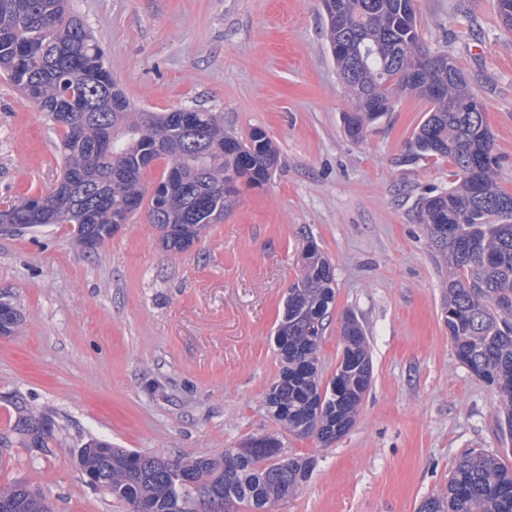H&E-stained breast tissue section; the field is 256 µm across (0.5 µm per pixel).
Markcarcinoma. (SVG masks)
<instances>
[{"instance_id":"cac0c4a2","label":"carcinoma","mask_w":512,"mask_h":512,"mask_svg":"<svg viewBox=\"0 0 512 512\" xmlns=\"http://www.w3.org/2000/svg\"><path fill=\"white\" fill-rule=\"evenodd\" d=\"M329 46L352 100L345 131L363 138L367 126L394 109L401 95L431 104L405 161L449 159L452 185L420 205L421 222L440 263L445 292L441 316L459 361L492 387L512 436V194L497 185L491 133L466 81L428 61L421 49L412 0H321ZM343 8L341 21L333 19ZM0 73L61 129L62 172L45 193L0 203V219L15 231L73 224L90 253L120 225L146 209L166 252H183L210 224L224 219L235 195L270 181L278 150L264 130L247 140L224 133L213 112L178 108L139 112L107 66L99 41L70 0H0ZM168 162L152 194L144 170ZM335 273L310 244L302 276L288 288L275 332L280 370L265 393L268 411L295 436L328 445L354 424L372 383L368 337L345 317L342 360L321 386L317 350ZM0 337L23 321L8 295L0 304ZM11 431L24 448H47L55 423L27 408L23 397ZM87 482L124 503L128 512H272L304 483L312 460L288 453L276 435L251 439L213 457L167 458L116 448L91 438L75 460ZM0 512H53L48 499L21 482L0 486ZM417 512H512V466L494 454L471 451L457 462L443 493L426 497Z\"/></svg>"}]
</instances>
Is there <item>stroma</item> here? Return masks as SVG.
<instances>
[{"mask_svg":"<svg viewBox=\"0 0 512 512\" xmlns=\"http://www.w3.org/2000/svg\"><path fill=\"white\" fill-rule=\"evenodd\" d=\"M72 3L135 108L213 112L242 138L262 128L280 166L181 253L160 248L143 213L89 254L70 224L0 236V291L24 316L0 338V413L19 394L56 425L49 448H11L0 485L41 489L55 512H126L74 463L92 437L175 458L279 435L314 470L273 512H417L470 451L512 465L499 398L459 361L441 318V276L420 221L421 199L448 189L455 167L403 160L429 103L402 97L362 140L347 137L352 103L320 0ZM414 8L422 48L451 57L482 103L496 181L512 191V31L496 0ZM59 134L0 75V202L47 192L60 173ZM312 244L336 277L322 378L339 364L348 314L373 363L354 425L328 445L283 430L264 404L279 368L276 326Z\"/></svg>","mask_w":512,"mask_h":512,"instance_id":"obj_1","label":"stroma"}]
</instances>
